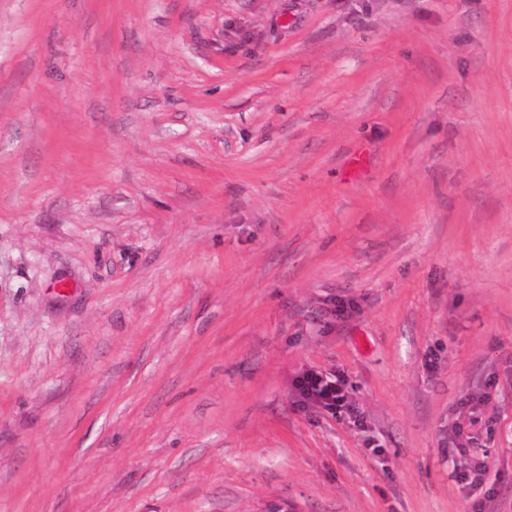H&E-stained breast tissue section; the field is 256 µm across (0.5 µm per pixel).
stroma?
<instances>
[{"label":"stroma","mask_w":512,"mask_h":512,"mask_svg":"<svg viewBox=\"0 0 512 512\" xmlns=\"http://www.w3.org/2000/svg\"><path fill=\"white\" fill-rule=\"evenodd\" d=\"M0 512H512V0H0ZM294 388L301 398L299 402L304 406H317L333 416L346 409L350 410L344 387L336 382L325 381L314 371H306L298 376Z\"/></svg>","instance_id":"35a3bbf8"}]
</instances>
